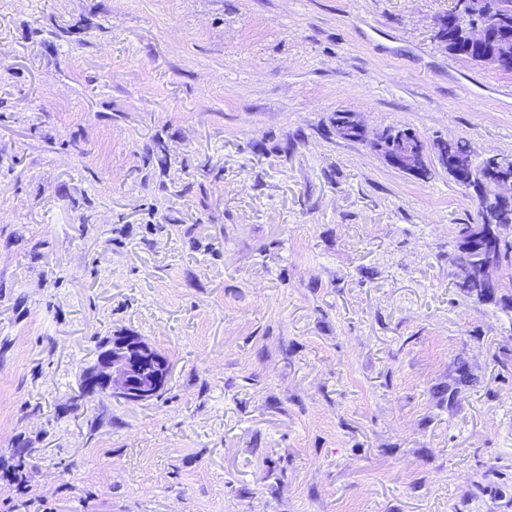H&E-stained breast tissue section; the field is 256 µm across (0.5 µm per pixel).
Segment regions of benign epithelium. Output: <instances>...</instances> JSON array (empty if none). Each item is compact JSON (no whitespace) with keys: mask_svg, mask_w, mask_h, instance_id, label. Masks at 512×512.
<instances>
[{"mask_svg":"<svg viewBox=\"0 0 512 512\" xmlns=\"http://www.w3.org/2000/svg\"><path fill=\"white\" fill-rule=\"evenodd\" d=\"M448 23L462 30L466 48H489L488 56L505 72H512V28L499 21L492 0H457L454 16ZM336 133L347 140L377 144L385 138L390 151L383 155L392 168L406 174L426 178L430 174L427 146L410 128H387L373 141L357 115L351 125L336 124ZM445 168L467 187L474 177L487 181L489 215L486 223L460 228L458 242L477 246L493 238L502 226L512 224V155H486L475 162L473 154H451ZM169 375L167 364L158 358L155 349L139 336H114L99 352L92 368L83 373L81 395L104 388L128 401L148 402L155 398Z\"/></svg>","mask_w":512,"mask_h":512,"instance_id":"benign-epithelium-1","label":"benign epithelium"}]
</instances>
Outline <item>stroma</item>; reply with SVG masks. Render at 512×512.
<instances>
[{
	"label": "stroma",
	"instance_id": "35a3bbf8",
	"mask_svg": "<svg viewBox=\"0 0 512 512\" xmlns=\"http://www.w3.org/2000/svg\"><path fill=\"white\" fill-rule=\"evenodd\" d=\"M453 6L0 0V472L47 512H512V270L456 287L468 190L334 128L512 154ZM119 335L161 398L73 406Z\"/></svg>",
	"mask_w": 512,
	"mask_h": 512
}]
</instances>
